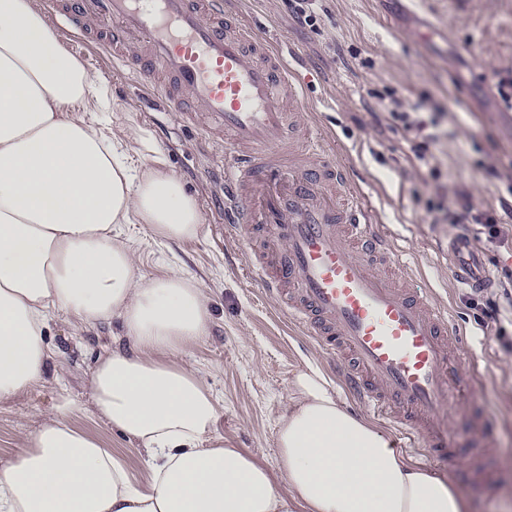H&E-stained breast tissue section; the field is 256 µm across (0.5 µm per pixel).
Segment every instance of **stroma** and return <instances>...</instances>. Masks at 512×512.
Wrapping results in <instances>:
<instances>
[{"instance_id":"obj_1","label":"stroma","mask_w":512,"mask_h":512,"mask_svg":"<svg viewBox=\"0 0 512 512\" xmlns=\"http://www.w3.org/2000/svg\"><path fill=\"white\" fill-rule=\"evenodd\" d=\"M235 9L258 36L275 33L295 50V70L309 80L313 131L327 137L351 186L366 194L373 224L391 233L416 284L432 289L467 331L468 351L481 357L482 385L461 396L448 418L456 446L489 440L481 464L414 448L404 449V456L452 483L471 499L473 512H512V322L482 320L469 303L474 290L456 284L445 256L456 230L473 235L494 278L490 293L502 296L512 249L488 243L481 225L459 227L448 215L460 191L478 209L498 207L500 198L512 194V122L495 88L496 73L512 72V0H472L465 11L448 0H420L414 11L408 0H318L311 27L292 19L286 0H236ZM424 11L438 24L426 37ZM55 27L89 75L112 91L111 112H87L84 120L107 137L142 131L144 140L129 152L128 164L139 168L162 160L201 206L204 232L197 240L161 244L142 224L125 225L124 233L139 255L141 274L180 267L208 288L209 334L186 360L218 399L216 434L228 447L278 468L276 419L291 402L293 373L307 366L329 378L349 412L372 420L367 407L344 394L326 354L248 276L247 239L226 240L224 167L215 157L223 137L186 125L159 97L144 94L136 75L113 68L63 22ZM395 101L404 111L421 104L426 117L436 120L441 143L434 169L418 166L403 133L388 128L384 113ZM45 341L49 359L41 380L0 403V469L66 403L72 425L121 454L133 483L145 484L149 471L137 444L95 414L90 386L96 359L129 345L120 320L86 327L60 316L50 322ZM477 404L489 417L487 429L472 419Z\"/></svg>"}]
</instances>
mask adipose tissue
Masks as SVG:
<instances>
[{"label": "adipose tissue", "instance_id": "1", "mask_svg": "<svg viewBox=\"0 0 512 512\" xmlns=\"http://www.w3.org/2000/svg\"><path fill=\"white\" fill-rule=\"evenodd\" d=\"M111 109L39 0H0V402L40 380L57 314L119 319L130 346L93 367V402L151 470L134 486L125 459L62 405L0 470V512H469L312 368L294 374L277 419L280 474L214 435L217 399L185 360L209 333L207 288L180 268L142 275L124 236L144 224L161 242L196 240L200 206L162 161L130 168L129 136L83 118Z\"/></svg>", "mask_w": 512, "mask_h": 512}]
</instances>
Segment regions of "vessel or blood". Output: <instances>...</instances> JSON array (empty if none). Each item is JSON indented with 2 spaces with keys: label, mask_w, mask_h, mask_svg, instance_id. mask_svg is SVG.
<instances>
[{
  "label": "vessel or blood",
  "mask_w": 512,
  "mask_h": 512,
  "mask_svg": "<svg viewBox=\"0 0 512 512\" xmlns=\"http://www.w3.org/2000/svg\"><path fill=\"white\" fill-rule=\"evenodd\" d=\"M112 61L135 71L189 119L219 123L243 153L224 157L226 231L260 243L249 272L339 363L348 393L400 430L397 447L457 456L444 413L480 379L478 355L431 289L403 288L375 269L396 255L374 231L365 196L328 162L323 139L299 133L301 80L282 51L255 40L224 0H50ZM448 267L463 288L494 279L466 232Z\"/></svg>",
  "instance_id": "b4317fda"
}]
</instances>
